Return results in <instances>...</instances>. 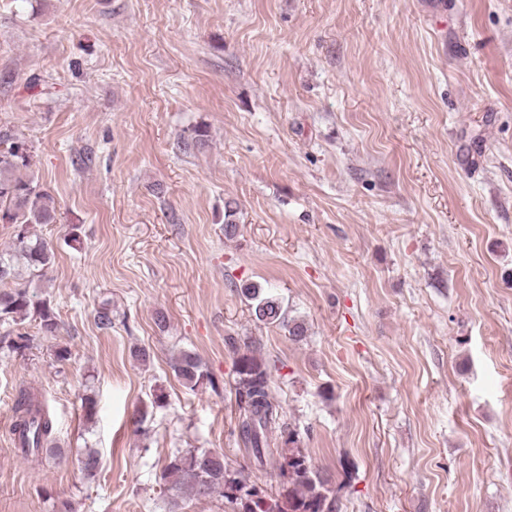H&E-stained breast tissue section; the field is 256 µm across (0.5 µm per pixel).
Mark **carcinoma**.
<instances>
[{
	"label": "carcinoma",
	"instance_id": "cac0c4a2",
	"mask_svg": "<svg viewBox=\"0 0 512 512\" xmlns=\"http://www.w3.org/2000/svg\"><path fill=\"white\" fill-rule=\"evenodd\" d=\"M16 139L12 130L0 128V224H13L16 229L13 247L0 251V326H7L0 336V350L22 355L29 349L31 338L10 326H19L32 317L38 320L42 335L53 336L59 323L50 300L32 290V282L44 277L53 263L54 251L47 242L33 237L31 226L53 223L55 209L50 197L25 174L30 157L16 153ZM236 214L233 202L224 203L227 237L236 233ZM241 293L252 302L258 321L288 327V335L294 341L306 336L305 323L286 319L282 301L276 295L253 284L241 288ZM172 368L191 389L208 381L202 361L192 352H181ZM234 373L236 397L243 409L239 437L249 448L256 467L275 464L281 478L279 486L263 498L241 495L239 491L255 483L230 470L224 464L223 454L189 448L171 457L163 470L162 478L169 483V490L177 497L194 499L218 494L233 506L234 512H339L331 478L316 469L301 447L296 430L281 432L282 448L272 447L269 431L280 420L282 408L271 395V374L265 359L249 349L236 357ZM9 433L27 456L50 451L53 418L29 388L17 392L15 420Z\"/></svg>",
	"mask_w": 512,
	"mask_h": 512
}]
</instances>
